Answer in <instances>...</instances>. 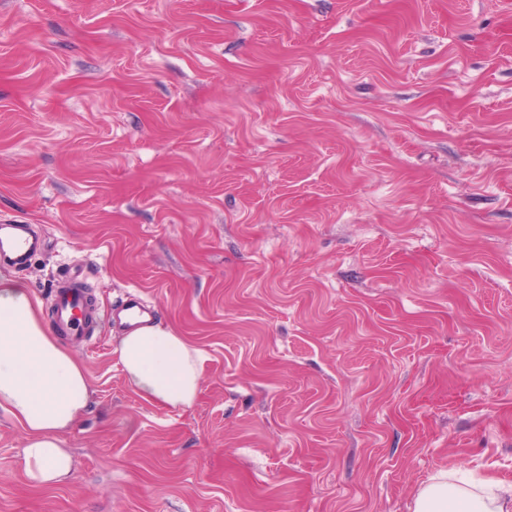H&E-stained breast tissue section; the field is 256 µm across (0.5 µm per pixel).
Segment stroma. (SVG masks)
Here are the masks:
<instances>
[{
  "label": "stroma",
  "mask_w": 512,
  "mask_h": 512,
  "mask_svg": "<svg viewBox=\"0 0 512 512\" xmlns=\"http://www.w3.org/2000/svg\"><path fill=\"white\" fill-rule=\"evenodd\" d=\"M202 349L141 399L119 328L70 478L0 415V512H410L512 483V0H0V221ZM411 511L511 512L512 486L494 478L470 481L459 470H439L418 490Z\"/></svg>",
  "instance_id": "1"
}]
</instances>
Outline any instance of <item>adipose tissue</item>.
<instances>
[{"label": "adipose tissue", "instance_id": "obj_1", "mask_svg": "<svg viewBox=\"0 0 512 512\" xmlns=\"http://www.w3.org/2000/svg\"><path fill=\"white\" fill-rule=\"evenodd\" d=\"M113 354L142 399L172 410L196 403L204 354L171 326L149 323L125 332ZM91 397L84 367L49 332L39 300L0 275V411L24 433L22 461L32 485L51 486L70 474L66 435ZM411 512H512V486L441 470L418 490Z\"/></svg>", "mask_w": 512, "mask_h": 512}]
</instances>
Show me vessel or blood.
I'll use <instances>...</instances> for the list:
<instances>
[{
    "label": "vessel or blood",
    "mask_w": 512,
    "mask_h": 512,
    "mask_svg": "<svg viewBox=\"0 0 512 512\" xmlns=\"http://www.w3.org/2000/svg\"><path fill=\"white\" fill-rule=\"evenodd\" d=\"M42 246L41 236L31 225L17 219L0 223L1 266L22 268ZM52 307L53 328L62 336L81 340L100 324L97 308L86 304V293L78 277L69 276L58 281Z\"/></svg>",
    "instance_id": "obj_1"
}]
</instances>
